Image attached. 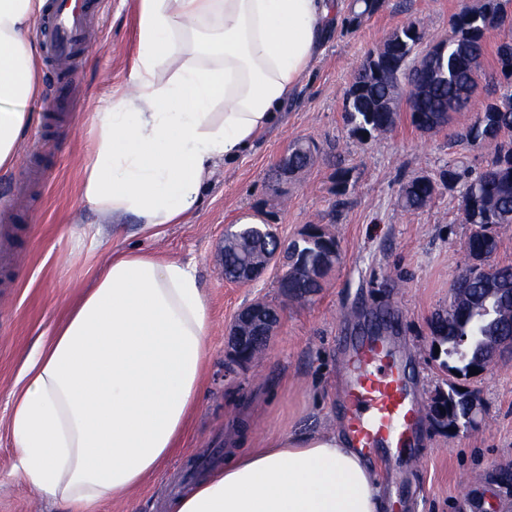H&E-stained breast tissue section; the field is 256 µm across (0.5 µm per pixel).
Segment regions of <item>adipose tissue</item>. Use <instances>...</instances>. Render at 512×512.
<instances>
[{
  "label": "adipose tissue",
  "instance_id": "adipose-tissue-1",
  "mask_svg": "<svg viewBox=\"0 0 512 512\" xmlns=\"http://www.w3.org/2000/svg\"><path fill=\"white\" fill-rule=\"evenodd\" d=\"M45 0H0V169L39 89L27 36ZM136 54L98 113L83 201L111 223L183 224L217 164L278 125L341 0H135ZM211 317L193 264L113 249L29 360L9 421L17 468L71 512L139 487L176 455L202 396ZM372 466L337 432L279 431L170 512H382Z\"/></svg>",
  "mask_w": 512,
  "mask_h": 512
}]
</instances>
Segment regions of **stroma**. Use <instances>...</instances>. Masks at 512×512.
Listing matches in <instances>:
<instances>
[{
	"instance_id": "35a3bbf8",
	"label": "stroma",
	"mask_w": 512,
	"mask_h": 512,
	"mask_svg": "<svg viewBox=\"0 0 512 512\" xmlns=\"http://www.w3.org/2000/svg\"><path fill=\"white\" fill-rule=\"evenodd\" d=\"M481 2L385 0L356 26L338 13L323 55L288 101L280 125L245 157L214 169L187 223L152 234L137 224H108L80 196L99 103L122 88L135 49L132 0H105L103 18L90 31L94 50L80 62L74 88L61 95L60 107L44 94L30 103L32 120L15 164L0 171V225L13 228L7 258L0 260V512H68L20 475L8 430L10 401L39 338L51 334L89 285L92 270L116 247L195 263L212 328L205 390L181 451L139 488L100 503L97 512H168L170 500L193 486L199 472L223 466L252 439L278 429L342 430L344 339L375 313L396 323L393 341L419 406L415 459L375 466L377 476L393 471L408 488L385 495L386 512H512V495L491 480L498 469L512 467V357L463 381L485 414L478 428L454 434L426 411L450 381L432 350L430 322L447 311L454 281L470 263L465 243L472 227L464 221L458 191L443 186L423 209L405 212L397 205L413 176L438 177L453 162L484 165L488 148L470 146L460 134L481 104L500 93V35L488 34L473 101L454 113L447 128L416 130L402 102L395 127L367 140L353 132L343 112L354 65L407 19L418 21L429 44L450 34L463 6ZM299 140L316 144L312 163L295 179L277 183L279 157ZM340 169L350 172L343 195L336 192ZM253 212L277 225L285 243L310 224L336 239L340 261L313 301L282 295L275 267L251 285L225 279L217 264L224 227ZM93 238L99 242L94 250ZM257 299L277 310L279 324L258 362L225 375L231 325Z\"/></svg>"
}]
</instances>
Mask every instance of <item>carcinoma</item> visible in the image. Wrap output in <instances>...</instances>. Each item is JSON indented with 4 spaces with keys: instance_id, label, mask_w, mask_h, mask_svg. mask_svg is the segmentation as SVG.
<instances>
[{
    "instance_id": "obj_1",
    "label": "carcinoma",
    "mask_w": 512,
    "mask_h": 512,
    "mask_svg": "<svg viewBox=\"0 0 512 512\" xmlns=\"http://www.w3.org/2000/svg\"><path fill=\"white\" fill-rule=\"evenodd\" d=\"M383 0H353L350 3L349 23L357 24L364 16L375 13ZM512 32V12L503 9L500 0H484L478 7H465L457 15L450 34L438 40L442 51L435 59V80L422 94L408 90L412 124L416 129L429 132L448 124L449 111L468 106L475 83L471 74L478 69V61L485 50V34L489 30ZM389 54L388 46L379 53L369 52L356 66L359 75L371 64L380 65ZM497 62L505 84L500 94L485 102L474 121L466 127L461 138L491 148V159L477 172L459 165H450L441 174V183L452 190L462 184L460 207L465 221L474 226L465 249L472 260L456 278L453 287L466 288L476 293L487 287V280L476 272L498 248L495 226L512 224V139L504 135L512 133V71L507 69L503 56V44L496 48ZM390 85L383 78L372 79L344 93V112L354 130L363 132H387L397 119L395 112L379 111V104L389 93ZM436 182L428 176H414L409 185L402 187L398 206L404 211L424 208L431 200ZM288 247L299 248V256L312 267L321 268L319 278L313 279L302 273L288 278V297L307 301L323 288V278L331 266L325 261L324 247L314 241L291 242ZM240 250L230 244L224 247V275L232 274L238 266ZM469 332V321L461 314L443 326L439 320L431 322L432 341L438 342L448 357L444 362L447 370H466L460 360L454 339Z\"/></svg>"
}]
</instances>
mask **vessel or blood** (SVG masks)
Here are the masks:
<instances>
[{
  "instance_id": "vessel-or-blood-1",
  "label": "vessel or blood",
  "mask_w": 512,
  "mask_h": 512,
  "mask_svg": "<svg viewBox=\"0 0 512 512\" xmlns=\"http://www.w3.org/2000/svg\"><path fill=\"white\" fill-rule=\"evenodd\" d=\"M104 0H47L35 30L53 67L54 86H72L79 59L92 48L88 29L99 21ZM346 433L353 448L370 457L413 456L411 428L417 408L409 380L384 336L362 333L345 353Z\"/></svg>"
}]
</instances>
